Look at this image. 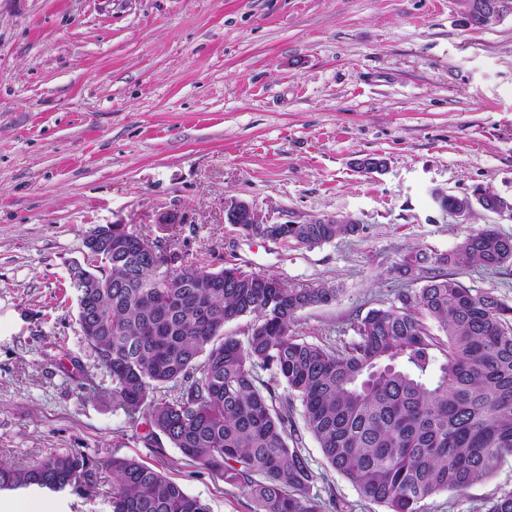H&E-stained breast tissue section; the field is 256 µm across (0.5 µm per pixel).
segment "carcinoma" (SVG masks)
<instances>
[{
  "label": "carcinoma",
  "instance_id": "cac0c4a2",
  "mask_svg": "<svg viewBox=\"0 0 512 512\" xmlns=\"http://www.w3.org/2000/svg\"><path fill=\"white\" fill-rule=\"evenodd\" d=\"M356 224H241L246 238L314 247ZM123 227L104 243L76 292L78 322L112 378V400L145 415L149 434L224 481L249 490L255 512H322L314 473L290 413L300 399L305 430L332 468L386 512H420L441 491H463L512 458V306L465 287L455 269L512 264V237L494 225L448 254L413 250L395 266L418 271L422 288L400 305L372 309L341 345L291 329L296 314L336 300L338 289L291 288L226 267H186L159 277L165 258L143 252ZM448 271H442L443 267ZM254 318L246 340L224 325ZM272 371L260 380L257 369ZM171 397L156 396L168 384ZM284 393H278V387ZM112 475V512H207L160 471L133 457L51 454L0 467V489H67L89 496Z\"/></svg>",
  "mask_w": 512,
  "mask_h": 512
}]
</instances>
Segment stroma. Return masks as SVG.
I'll list each match as a JSON object with an SVG mask.
<instances>
[{
  "label": "stroma",
  "mask_w": 512,
  "mask_h": 512,
  "mask_svg": "<svg viewBox=\"0 0 512 512\" xmlns=\"http://www.w3.org/2000/svg\"><path fill=\"white\" fill-rule=\"evenodd\" d=\"M367 156L385 170L362 172ZM478 187L512 202V13L473 28L460 0H0V465L134 457L208 512H253L244 488L113 404L69 287L86 235L126 224L188 265L336 287L292 324L332 344L413 289L391 272L409 249L443 255L487 224L512 237V219L462 221L434 199ZM235 200L358 230L311 248L249 239L226 220ZM458 278L512 305V265ZM301 448L313 493L385 512L310 434ZM111 488L0 490V505L112 512ZM509 491L512 458L421 512H486Z\"/></svg>",
  "instance_id": "35a3bbf8"
}]
</instances>
